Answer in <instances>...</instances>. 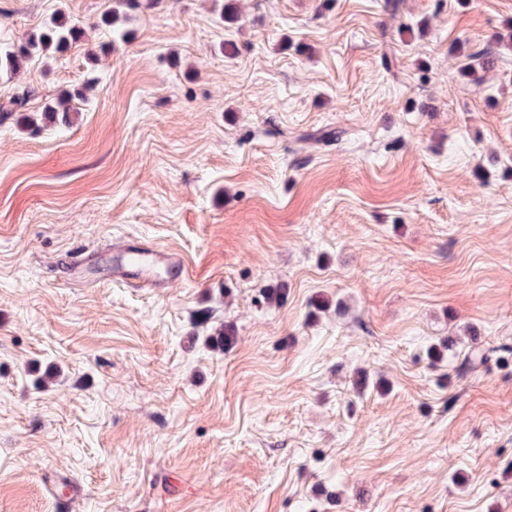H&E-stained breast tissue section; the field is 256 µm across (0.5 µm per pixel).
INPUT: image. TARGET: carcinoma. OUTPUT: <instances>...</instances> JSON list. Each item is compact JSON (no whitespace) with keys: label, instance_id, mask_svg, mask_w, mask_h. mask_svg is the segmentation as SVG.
Returning a JSON list of instances; mask_svg holds the SVG:
<instances>
[{"label":"carcinoma","instance_id":"cac0c4a2","mask_svg":"<svg viewBox=\"0 0 512 512\" xmlns=\"http://www.w3.org/2000/svg\"><path fill=\"white\" fill-rule=\"evenodd\" d=\"M81 37V30L70 23L61 14L54 16L50 22L33 34L27 41L16 46L0 48V72H15L21 69L28 61L36 56L47 54H62L66 52ZM492 52L479 50L467 54L468 64L464 67V75L474 82L481 80V73L488 70L492 64ZM81 95V92L64 91L60 93L52 104L45 108L46 117H55L59 114L68 118L71 112L73 98ZM287 290L284 288H265L260 292V302L268 306H278L285 300ZM237 340V330L234 325L226 324L216 335L209 338L213 347L231 348ZM500 352V360L506 361L512 358V348L499 346L483 350L475 348L471 364L483 363L489 354Z\"/></svg>","mask_w":512,"mask_h":512}]
</instances>
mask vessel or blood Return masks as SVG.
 I'll return each mask as SVG.
<instances>
[{"instance_id":"vessel-or-blood-1","label":"vessel or blood","mask_w":512,"mask_h":512,"mask_svg":"<svg viewBox=\"0 0 512 512\" xmlns=\"http://www.w3.org/2000/svg\"><path fill=\"white\" fill-rule=\"evenodd\" d=\"M164 272L169 280L183 279L186 266L183 259L172 252L151 249L134 241H127L120 259L112 268V277L116 280L148 281L157 272Z\"/></svg>"}]
</instances>
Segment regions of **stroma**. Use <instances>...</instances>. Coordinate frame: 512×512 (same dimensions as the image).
Listing matches in <instances>:
<instances>
[{
    "instance_id": "stroma-1",
    "label": "stroma",
    "mask_w": 512,
    "mask_h": 512,
    "mask_svg": "<svg viewBox=\"0 0 512 512\" xmlns=\"http://www.w3.org/2000/svg\"><path fill=\"white\" fill-rule=\"evenodd\" d=\"M235 2L0 0L84 30L0 74V512H512V361L463 369L512 345V0ZM128 239L188 277L113 281ZM492 52L488 50H479L474 53L467 54V58L470 60L468 64L462 69L464 75L470 78L473 82L481 80V72L488 70L492 64L491 60ZM46 486L50 490L62 487L65 497L69 500L78 498L83 492L81 481L66 475H49L46 480Z\"/></svg>"
}]
</instances>
